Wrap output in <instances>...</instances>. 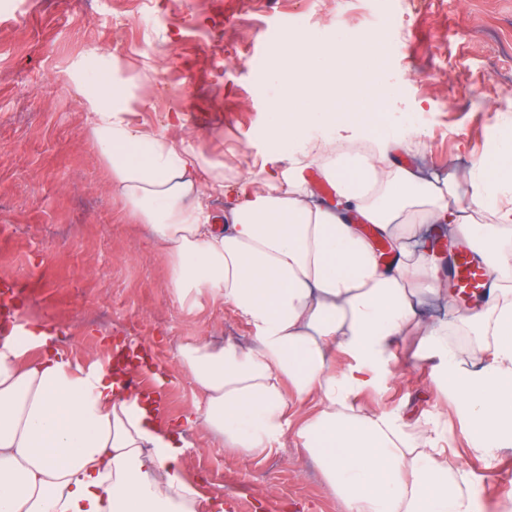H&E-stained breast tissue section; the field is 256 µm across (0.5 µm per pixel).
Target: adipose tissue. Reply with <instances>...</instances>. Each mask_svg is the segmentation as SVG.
<instances>
[{
    "mask_svg": "<svg viewBox=\"0 0 512 512\" xmlns=\"http://www.w3.org/2000/svg\"><path fill=\"white\" fill-rule=\"evenodd\" d=\"M376 42L288 35L269 73L281 89L267 117L277 150L258 177L229 189L222 161L170 136L182 112L168 114V132L142 129L128 118L124 80L91 82L84 59L73 80L112 202L146 230L174 300L229 306L254 334L247 347L204 338L179 347L206 401L186 424L230 456L257 459L310 402L297 437L344 512H475L466 472L448 465L446 429L362 409L357 399L395 362L398 337L415 333L439 360L438 385L460 401L475 452L512 446V135L464 184L396 163L404 138L419 131L377 118L390 89L357 76ZM314 126L373 140L375 150L322 162L331 140L310 136ZM313 165L332 200H319L305 177ZM207 191L228 198L223 224L203 202ZM484 212L495 223H480ZM431 224L448 225L495 284L481 306L427 327L423 298L448 296L422 242ZM452 325L487 362L449 339ZM343 357L353 364L341 372ZM186 446L153 399L127 396L111 371L83 365L54 336L0 337V512H207Z\"/></svg>",
    "mask_w": 512,
    "mask_h": 512,
    "instance_id": "adipose-tissue-1",
    "label": "adipose tissue"
}]
</instances>
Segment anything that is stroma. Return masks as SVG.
<instances>
[{
  "label": "stroma",
  "instance_id": "35a3bbf8",
  "mask_svg": "<svg viewBox=\"0 0 512 512\" xmlns=\"http://www.w3.org/2000/svg\"><path fill=\"white\" fill-rule=\"evenodd\" d=\"M223 29L209 27L213 0H0V279L45 288L27 293L26 319L66 332L65 352L103 363L106 343L140 344L164 375L165 415L178 421L203 400L177 360L201 338L246 345L247 324L230 307L177 304L151 242L112 202L86 115L69 79L72 63L112 49L135 84L131 120L163 130L166 114H189L210 96L222 106L182 131L192 145L254 176L275 146L267 134L274 94L269 69L281 55L277 32L322 39L385 35L393 11L410 15L391 40L382 79L392 93L384 122L409 121L421 135L404 142L399 163L433 177L466 178L486 160L491 122L512 130V0H223ZM231 56L213 55L215 43ZM398 360L360 398L369 410L420 417L448 427L449 462L480 491L477 512H512V447L493 460L474 453L458 400L435 381V360ZM295 426L259 460L202 454L209 438L186 430L184 459L210 512H342L302 455Z\"/></svg>",
  "mask_w": 512,
  "mask_h": 512
}]
</instances>
